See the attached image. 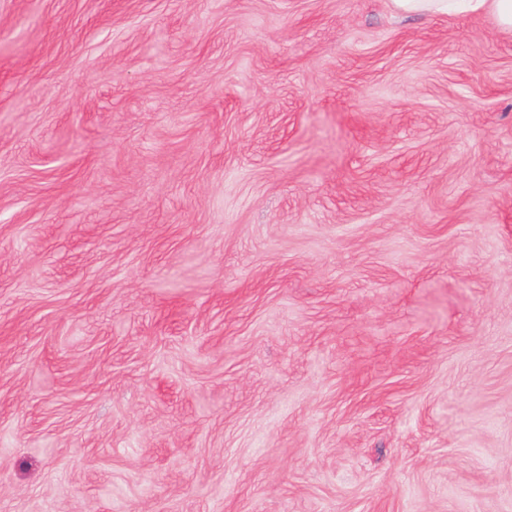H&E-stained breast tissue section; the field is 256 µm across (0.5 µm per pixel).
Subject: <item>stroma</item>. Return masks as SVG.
Here are the masks:
<instances>
[{
    "instance_id": "1",
    "label": "stroma",
    "mask_w": 512,
    "mask_h": 512,
    "mask_svg": "<svg viewBox=\"0 0 512 512\" xmlns=\"http://www.w3.org/2000/svg\"><path fill=\"white\" fill-rule=\"evenodd\" d=\"M0 512H512V35L0 0Z\"/></svg>"
}]
</instances>
